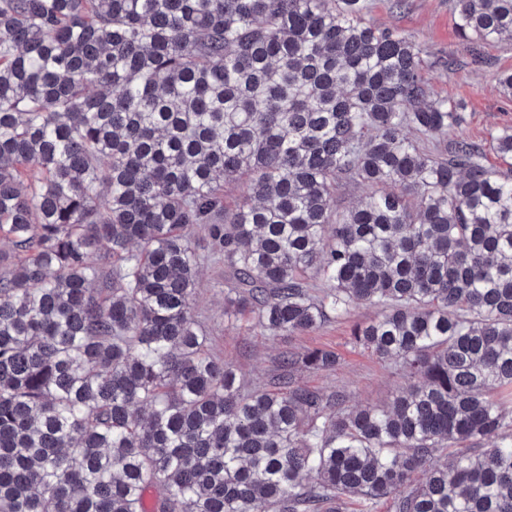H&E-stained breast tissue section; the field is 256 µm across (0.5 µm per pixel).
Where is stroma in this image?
<instances>
[{
	"label": "stroma",
	"mask_w": 512,
	"mask_h": 512,
	"mask_svg": "<svg viewBox=\"0 0 512 512\" xmlns=\"http://www.w3.org/2000/svg\"><path fill=\"white\" fill-rule=\"evenodd\" d=\"M366 23L389 27L412 39L427 62L425 77L435 95L462 101L467 122L462 136L481 143L487 165L504 170L508 164L492 148V138L512 126V97L502 95L497 83L503 72H512V43L482 46L483 66L470 63L471 46L456 28L455 0H406L396 9L392 0H366ZM458 60L457 70L442 67V59ZM201 286L195 297V320L209 336L214 353L231 363L245 389L269 384L277 372V359L285 351L324 348L339 357L335 370L301 372L302 384L324 392H338L351 405H383L406 387L400 368L378 360L350 342L352 324L373 317L374 307L358 304L341 319L297 336H274L254 330L249 323L224 315V267L210 261L200 268Z\"/></svg>",
	"instance_id": "obj_1"
}]
</instances>
